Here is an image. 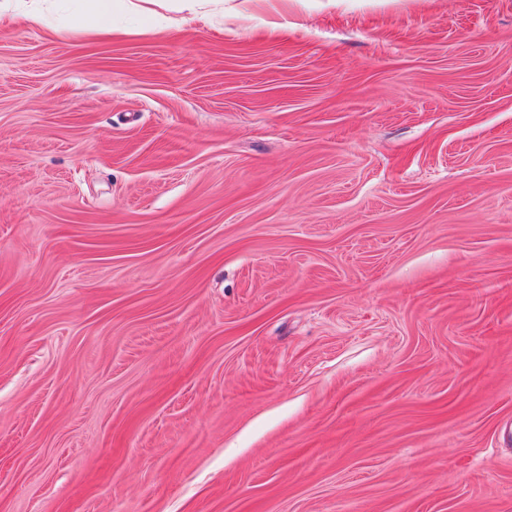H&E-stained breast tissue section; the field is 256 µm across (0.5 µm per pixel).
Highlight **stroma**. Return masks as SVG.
Listing matches in <instances>:
<instances>
[{
	"mask_svg": "<svg viewBox=\"0 0 512 512\" xmlns=\"http://www.w3.org/2000/svg\"><path fill=\"white\" fill-rule=\"evenodd\" d=\"M0 15V512H512V0Z\"/></svg>",
	"mask_w": 512,
	"mask_h": 512,
	"instance_id": "35a3bbf8",
	"label": "stroma"
}]
</instances>
